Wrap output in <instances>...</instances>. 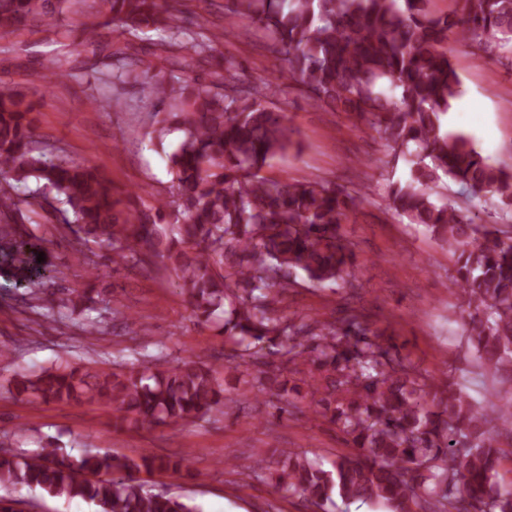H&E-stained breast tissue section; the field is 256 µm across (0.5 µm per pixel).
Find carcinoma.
Masks as SVG:
<instances>
[{"label":"carcinoma","instance_id":"carcinoma-1","mask_svg":"<svg viewBox=\"0 0 512 512\" xmlns=\"http://www.w3.org/2000/svg\"><path fill=\"white\" fill-rule=\"evenodd\" d=\"M67 0H0V25L51 24ZM434 0H224V11L257 22L271 52L286 57L288 88L332 112L378 127L407 172L387 209L422 224L455 257L454 284L468 302L464 326L477 365H512V236L441 197L450 181L474 196L499 200L512 217V172L481 155L462 133L442 125L460 92L448 42L462 38L512 65V0H458L450 13ZM80 39L110 24L129 37L113 52L120 75L158 102L156 132L180 133L169 155L173 200L140 207L114 197L112 183L87 163L52 160L33 139V104L0 84V276L29 280L35 256L18 244L13 223L28 208L72 217L85 243L103 244L117 265L157 260L174 271L197 318L224 316L229 363L259 360L290 342L298 382L264 361L256 389L290 400L311 390L314 412L356 449L326 469L281 451L251 467L279 492L322 510L333 496L377 503L387 512H512V482L500 477L512 448V402L476 409L459 388L418 372L399 349L351 309L334 323L295 324L278 313L298 273L323 285L355 263L340 233L355 198L324 178L285 182L262 175L271 160L300 149L296 130L270 98V86L237 87L224 70L191 79L198 60L224 33L184 25L182 0H93ZM159 36L152 61L129 54L133 41ZM16 395L44 402H106L136 428L179 425L228 407L213 370L193 360L156 357L140 370L112 372L64 360L14 374ZM184 457L144 452L136 458L60 447L21 457L0 453V488H39L81 498L101 512H194L182 497L153 492L136 474L177 471Z\"/></svg>","mask_w":512,"mask_h":512}]
</instances>
